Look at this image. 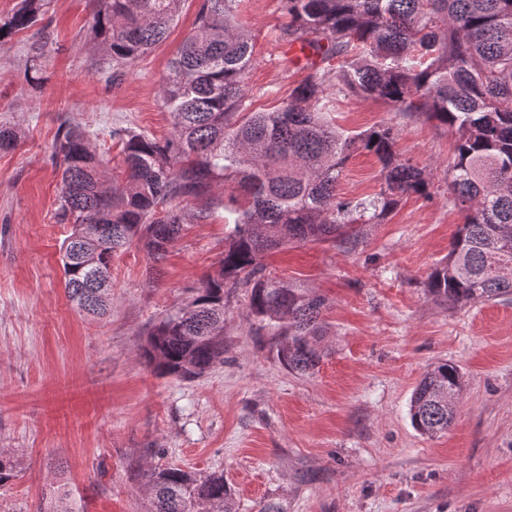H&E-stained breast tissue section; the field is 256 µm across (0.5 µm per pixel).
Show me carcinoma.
<instances>
[{
    "mask_svg": "<svg viewBox=\"0 0 512 512\" xmlns=\"http://www.w3.org/2000/svg\"><path fill=\"white\" fill-rule=\"evenodd\" d=\"M183 0H89L95 45L121 70L160 43ZM238 0H202L194 27L172 59L162 106L173 115L163 139L132 128L112 135L123 144V177L107 187L101 161L84 135L69 129L56 157L62 191L58 221L72 225L62 246L65 290L86 312L105 309L94 287L111 280L112 253L143 244L161 259L178 239L177 202L203 204L205 220L223 202L213 184L235 182L239 194L225 218L224 254L181 306L149 332L145 355L163 376L194 379L224 359V313L236 291L250 290L259 328L285 342L282 364L315 369L325 352L328 300L275 280L260 258L315 241L357 246L363 227L381 224L408 194L429 195L425 172L402 157L392 128L345 133L325 118L328 89L376 98L422 117L453 136L450 200L465 214L448 256L431 271L428 293L447 305L512 295V0H282L280 33L307 44L321 60L345 56L336 72L311 64L288 103L250 111L252 37L237 22ZM43 0H21L0 20V43L32 27ZM381 164L379 193L343 200L336 192L351 155ZM102 224V239L85 225ZM462 374L453 362L433 366L410 398L412 425L435 438L448 432ZM16 477V461L0 453V485ZM135 479L149 494L147 512H233L224 475L147 464Z\"/></svg>",
    "mask_w": 512,
    "mask_h": 512,
    "instance_id": "carcinoma-1",
    "label": "carcinoma"
}]
</instances>
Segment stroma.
Here are the masks:
<instances>
[{"mask_svg": "<svg viewBox=\"0 0 512 512\" xmlns=\"http://www.w3.org/2000/svg\"><path fill=\"white\" fill-rule=\"evenodd\" d=\"M201 2L183 0L166 39L119 73L93 44L89 0H45L37 25L0 43V126L20 133L0 151V450L18 461L0 512H146L131 473L148 461L222 472L236 512H512V298L449 308L426 291L465 221L449 200L453 138L433 123L352 95L327 115L346 131L391 126L432 188L367 225L356 250L307 242L262 257L272 277L332 304L331 353L309 374L280 362L242 289L224 317L223 362L192 380L147 365L150 328L219 269L225 212L197 220L194 199L180 202L183 231L164 259L137 243L113 253L105 316L69 301L56 142L65 127L84 132L109 185L122 171L113 130L168 136L162 86ZM238 18L254 43L251 109H273L312 55L280 37V0H239ZM40 43L34 88L24 76ZM380 185L377 158L359 153L338 195ZM444 360L463 388L453 426L430 438L411 424L410 397Z\"/></svg>", "mask_w": 512, "mask_h": 512, "instance_id": "1", "label": "stroma"}]
</instances>
